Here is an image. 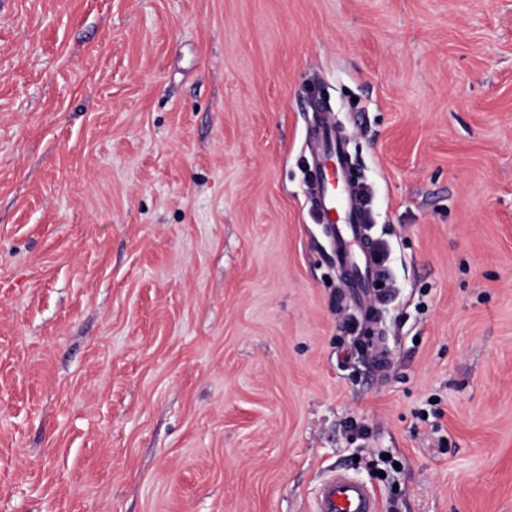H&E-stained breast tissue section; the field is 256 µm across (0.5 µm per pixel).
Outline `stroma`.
Listing matches in <instances>:
<instances>
[{"label":"stroma","instance_id":"obj_1","mask_svg":"<svg viewBox=\"0 0 512 512\" xmlns=\"http://www.w3.org/2000/svg\"><path fill=\"white\" fill-rule=\"evenodd\" d=\"M315 99L391 249L383 374ZM339 469L512 512V0H0V512H312ZM318 110L319 119L309 136L311 202L330 235L332 257L342 272L347 291L361 302L377 279L373 251L364 245L367 204L346 141L329 123L326 112L321 107Z\"/></svg>","mask_w":512,"mask_h":512}]
</instances>
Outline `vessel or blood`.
<instances>
[{"label":"vessel or blood","mask_w":512,"mask_h":512,"mask_svg":"<svg viewBox=\"0 0 512 512\" xmlns=\"http://www.w3.org/2000/svg\"><path fill=\"white\" fill-rule=\"evenodd\" d=\"M310 143L312 206L330 235L332 257L348 293L361 302L376 282L377 266L365 244L367 204L359 171L343 136L326 117H319L311 129ZM314 512H380V508L366 484L338 472L322 483Z\"/></svg>","instance_id":"1"}]
</instances>
